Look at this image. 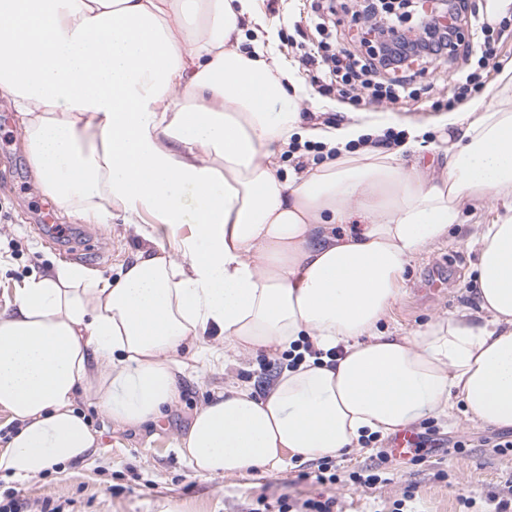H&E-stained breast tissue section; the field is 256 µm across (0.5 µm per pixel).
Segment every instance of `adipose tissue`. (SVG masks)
Segmentation results:
<instances>
[{
	"instance_id": "ef3b65f1",
	"label": "adipose tissue",
	"mask_w": 512,
	"mask_h": 512,
	"mask_svg": "<svg viewBox=\"0 0 512 512\" xmlns=\"http://www.w3.org/2000/svg\"><path fill=\"white\" fill-rule=\"evenodd\" d=\"M277 39L253 0H0V97L48 196L92 224L119 211L190 228L117 281L62 263L16 288L0 315V411L17 423L4 475L95 454L78 393L117 424L157 422L178 399L179 348L212 334L238 356L302 359L267 393L229 386L196 413L179 452L200 476L278 471L459 410L512 427V69L448 114L438 171L408 164L417 136L361 145L385 118L305 122ZM296 138L337 155L283 179ZM462 223L480 315L381 333L407 267ZM307 343L344 355L317 361Z\"/></svg>"
}]
</instances>
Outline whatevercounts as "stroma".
<instances>
[{
	"label": "stroma",
	"mask_w": 512,
	"mask_h": 512,
	"mask_svg": "<svg viewBox=\"0 0 512 512\" xmlns=\"http://www.w3.org/2000/svg\"><path fill=\"white\" fill-rule=\"evenodd\" d=\"M362 5L363 0H338L336 30L327 38L337 50L366 57L370 46L359 40L366 23ZM255 10L277 28L276 54L296 69L310 91V99L299 105L300 112L313 111L311 99L318 96L323 102L322 122L344 121L352 112H372L388 117L389 129L406 132L417 127L426 144L439 142L443 113L433 103L451 94L465 66L463 58L444 57L412 66L411 96L392 103L368 95L356 103L333 93L323 96L320 78L303 64L297 48L298 43L311 46L321 39L307 19L310 0H255ZM1 118L11 138L0 142V314L12 311L17 285L56 263L72 259L114 281L143 250L174 252L177 239L189 233L186 225L173 229L149 224L141 230L119 217L108 224H88L57 210L54 221L64 225L69 235L46 242L37 224L47 198L29 162L18 117L0 100ZM466 238L464 228H452L441 242L414 259L403 294L382 326L384 332L402 334L462 309L478 311L472 288L477 253ZM178 357L186 369L178 377L179 397L166 416L144 426H123L104 415L94 398L80 395L77 407L100 435L97 455L24 485L1 478L0 502L16 500L18 512H41L47 504L62 506L65 512H254L262 500L273 505L285 497L299 507L307 499L323 496L335 499L336 512H394L397 502L406 498L413 512H482L489 495L512 497V451L503 453L496 447L500 437L512 436V427L475 424L461 415L452 423L434 417L414 421L412 427L418 432L435 428L436 440L412 459L395 457L379 464L376 454L389 442L385 436L334 457L340 477L335 484L313 480L319 465L315 459L292 462L280 471L259 469L214 479L197 476L177 449L194 414L215 391L236 381L252 383L257 393H265L286 361L283 354L261 350L208 367L196 361L190 347L182 348ZM458 440L466 443L460 453L452 447ZM376 466L385 472L386 481L369 488L350 481V473Z\"/></svg>",
	"instance_id": "35a3bbf8"
}]
</instances>
